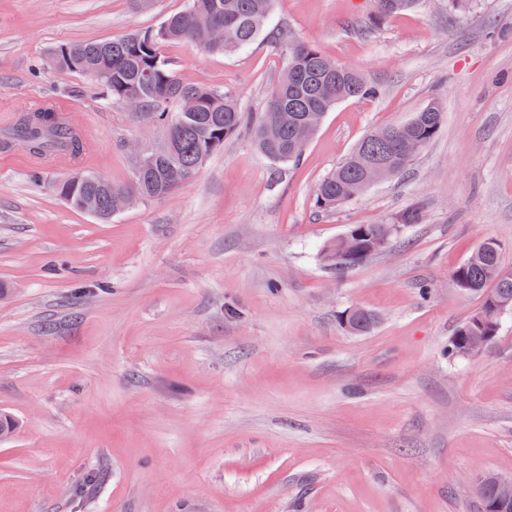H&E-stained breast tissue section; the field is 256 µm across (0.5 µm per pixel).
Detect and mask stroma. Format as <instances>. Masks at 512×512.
Here are the masks:
<instances>
[{
	"label": "stroma",
	"instance_id": "1",
	"mask_svg": "<svg viewBox=\"0 0 512 512\" xmlns=\"http://www.w3.org/2000/svg\"><path fill=\"white\" fill-rule=\"evenodd\" d=\"M184 0H0V113L64 104L74 162L0 153V512H483L476 477L512 479V314L448 356L479 305L449 277L492 239L512 267V0H448L375 22V0H274L272 35L224 55L163 45L181 81L259 116L287 32L380 88L327 112L297 164L250 129L176 192L99 223L52 184L123 185L162 138L53 52L158 27ZM436 138L333 211L320 180L372 129L430 102ZM344 273L322 250L394 224ZM378 322L349 333L343 311ZM422 219V212L419 208L415 207L411 210L406 211L401 216V223L399 226L405 224H418ZM397 224H356L353 225L348 232H354L357 234L356 238V250L350 255H339L340 242L336 241L328 244L323 249V260L327 267L336 270V272H343L347 269L353 268L360 265L370 256L378 251L383 250L387 247L390 242V235L393 230H400ZM386 234L378 238V248L376 250V237L384 233L388 228Z\"/></svg>",
	"mask_w": 512,
	"mask_h": 512
}]
</instances>
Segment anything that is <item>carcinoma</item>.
Returning <instances> with one entry per match:
<instances>
[{"instance_id":"carcinoma-1","label":"carcinoma","mask_w":512,"mask_h":512,"mask_svg":"<svg viewBox=\"0 0 512 512\" xmlns=\"http://www.w3.org/2000/svg\"><path fill=\"white\" fill-rule=\"evenodd\" d=\"M419 0H376L375 21L416 8ZM271 0H185L182 9L169 14L150 31H135L102 42L61 46L51 59L61 70L81 73L101 83L116 102L138 99L143 106L132 112V120L162 128L170 141L169 151L143 166H136L133 180L116 187L92 173H77L55 183L56 194L72 207L88 212L103 222L120 213L119 195L147 200L172 194L189 181L202 165L224 148V141L249 124V116L238 99L206 86L181 82L162 45L184 43L199 51L231 54L246 49L265 32L270 19ZM283 58L281 80L269 92L264 112L254 129L260 151L277 163L299 159L305 144L300 129L309 113L329 111L341 101L374 97L376 84L351 68L325 57L314 45L284 34L276 42ZM190 97L195 111L183 112L180 104ZM443 111L429 103L407 123L383 128L365 136L359 145L319 183L316 204L330 210L356 198L359 184L368 176L366 165L378 160L383 178L406 169L411 159L402 153L405 141L424 149L438 134ZM23 144L31 154L46 157L65 154L73 161L81 157L86 143L78 129L49 101L24 113L13 127L0 135V149ZM387 224H356V250L340 254V242L323 249L327 267L343 272L360 265L376 253V237ZM451 283L463 293L482 298L480 306L456 329L448 356L477 357L492 343L479 337L496 331L494 307H512V268L502 262L499 245L481 244L451 274ZM352 334L370 333L376 316L367 309L342 319ZM500 479L482 478L478 492L486 512H512V499L499 495Z\"/></svg>"}]
</instances>
